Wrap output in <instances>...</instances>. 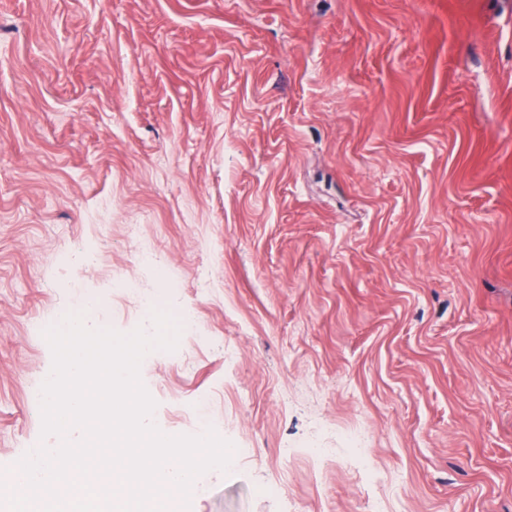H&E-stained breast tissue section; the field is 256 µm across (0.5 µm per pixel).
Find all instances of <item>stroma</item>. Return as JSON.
Masks as SVG:
<instances>
[{
  "instance_id": "1",
  "label": "stroma",
  "mask_w": 512,
  "mask_h": 512,
  "mask_svg": "<svg viewBox=\"0 0 512 512\" xmlns=\"http://www.w3.org/2000/svg\"><path fill=\"white\" fill-rule=\"evenodd\" d=\"M118 271L196 318L153 422L251 451L189 512H512V0H0L1 482L41 324L152 331ZM319 418L407 484L289 462ZM127 234L130 239L137 243L138 264L145 266L153 263L155 259L154 246L151 241L141 236L139 225H127Z\"/></svg>"
}]
</instances>
